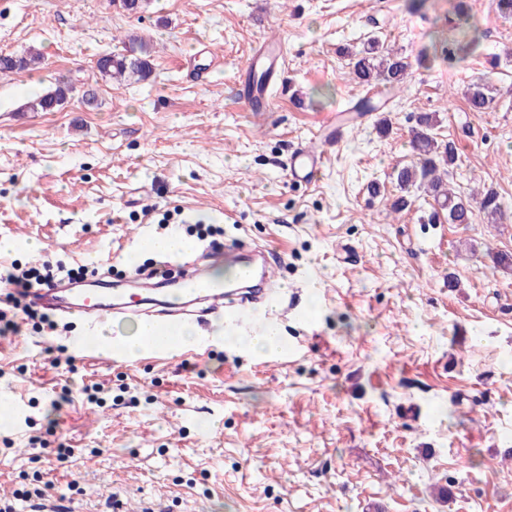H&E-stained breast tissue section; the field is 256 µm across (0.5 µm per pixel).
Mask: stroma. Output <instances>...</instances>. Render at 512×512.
Returning a JSON list of instances; mask_svg holds the SVG:
<instances>
[{
	"label": "stroma",
	"instance_id": "obj_1",
	"mask_svg": "<svg viewBox=\"0 0 512 512\" xmlns=\"http://www.w3.org/2000/svg\"><path fill=\"white\" fill-rule=\"evenodd\" d=\"M457 0H0V55L35 50L38 68L0 73V238L22 266L61 262L132 271L138 242L205 219L223 243L196 241L189 268L226 262L236 242L271 250L289 315L272 305L222 339L197 331L199 357L114 363L56 330L0 334V499L39 488L71 512L132 502L155 512H512V18L469 0L478 48L449 62ZM148 45L143 81L102 79L97 61L127 34ZM286 65L269 111L236 97L265 38ZM408 57L397 91L365 87L346 57L367 40ZM68 79L79 94L27 112ZM495 100L472 111L471 84ZM94 92L96 107L80 94ZM385 112L350 119L359 99ZM436 114L455 145L450 187L494 188L506 216L432 224L416 193L394 214L396 164L412 161L415 116ZM343 136L324 145L321 121ZM386 118L387 133L377 122ZM321 172L291 179L298 145ZM279 323L286 347L244 344ZM104 384V403L83 386ZM74 451L69 462L31 442Z\"/></svg>",
	"mask_w": 512,
	"mask_h": 512
}]
</instances>
